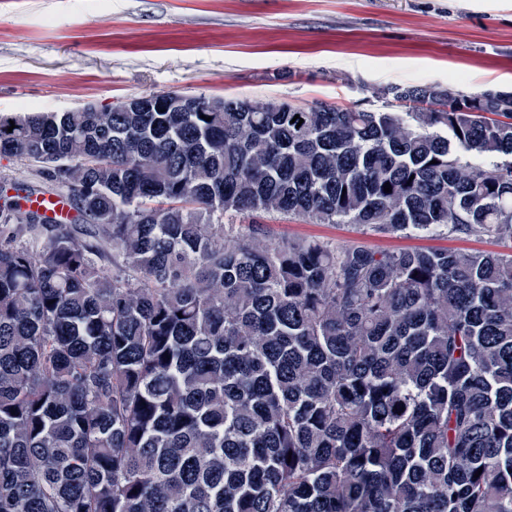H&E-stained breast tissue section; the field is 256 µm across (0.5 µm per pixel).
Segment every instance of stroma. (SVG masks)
<instances>
[{
  "label": "stroma",
  "mask_w": 512,
  "mask_h": 512,
  "mask_svg": "<svg viewBox=\"0 0 512 512\" xmlns=\"http://www.w3.org/2000/svg\"><path fill=\"white\" fill-rule=\"evenodd\" d=\"M512 90V0H0V113L159 92L384 111L392 83ZM277 240L512 250L264 217Z\"/></svg>",
  "instance_id": "obj_1"
}]
</instances>
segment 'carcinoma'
<instances>
[{"instance_id":"carcinoma-1","label":"carcinoma","mask_w":512,"mask_h":512,"mask_svg":"<svg viewBox=\"0 0 512 512\" xmlns=\"http://www.w3.org/2000/svg\"><path fill=\"white\" fill-rule=\"evenodd\" d=\"M386 93L0 113V512H512V252L237 224L512 239V91ZM42 184V179L34 165L16 159H0V204L1 191L9 188L15 182ZM275 240L317 239L336 246L360 244L394 251L405 248H448L470 251L510 252L512 242L491 236H455L446 233L404 235L369 232L359 224H312L277 215L260 219Z\"/></svg>"}]
</instances>
